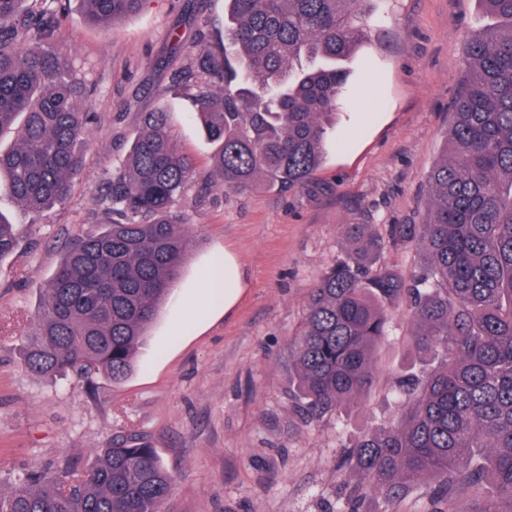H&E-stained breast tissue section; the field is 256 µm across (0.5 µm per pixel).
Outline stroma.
Instances as JSON below:
<instances>
[{"label":"stroma","instance_id":"stroma-1","mask_svg":"<svg viewBox=\"0 0 512 512\" xmlns=\"http://www.w3.org/2000/svg\"><path fill=\"white\" fill-rule=\"evenodd\" d=\"M59 45L94 85L85 167L69 198L43 215L0 196L23 246L0 261V486L18 472L53 475L69 458L85 467L119 432L156 449L174 483L163 512H340L355 480L343 463L363 433L397 417V376L438 361L407 343L403 309L377 354L372 386L355 403L306 423L290 392L288 339L310 290L345 256L348 224L382 242L377 264L400 272L420 260L394 224L426 218V177L444 153L468 36L490 24L478 0H378L371 37L348 61L326 159L304 186L238 193L212 186L217 151L196 121L192 91L208 32L223 28L224 0H149L101 31L78 0H48ZM168 111L177 147L195 172L175 205L194 250L148 331L129 375L94 389L30 372L27 336L67 243L95 222L105 179L121 169L141 113ZM231 256L242 292L212 318L198 315L214 254Z\"/></svg>","mask_w":512,"mask_h":512}]
</instances>
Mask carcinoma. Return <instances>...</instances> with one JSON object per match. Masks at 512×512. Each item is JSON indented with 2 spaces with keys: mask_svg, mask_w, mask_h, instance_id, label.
<instances>
[{
  "mask_svg": "<svg viewBox=\"0 0 512 512\" xmlns=\"http://www.w3.org/2000/svg\"><path fill=\"white\" fill-rule=\"evenodd\" d=\"M26 0H0V193L41 213L81 175L92 83L57 46L59 21ZM105 30L147 0H79ZM374 0H225L224 53L195 65L224 90H199L195 117L218 144L210 178L234 191L294 189L322 166L346 81L343 66L368 36ZM495 19L467 41L449 153L432 167L414 274L376 265L379 239L346 225L358 246L311 288L288 366L301 415L320 421L371 386L390 307L407 302L410 342L441 359L400 379L402 414L351 447L358 496H404L437 479L433 512L459 490L492 488L481 512H512V0H479ZM168 115L144 112L127 164L104 182L97 228L72 239L49 280L25 364L45 377L130 373L147 330L175 287L192 240L173 207L193 175ZM20 239L0 219V260ZM172 476L135 432L112 437L94 462L47 477L27 470L0 489V512H162Z\"/></svg>",
  "mask_w": 512,
  "mask_h": 512,
  "instance_id": "1",
  "label": "carcinoma"
}]
</instances>
